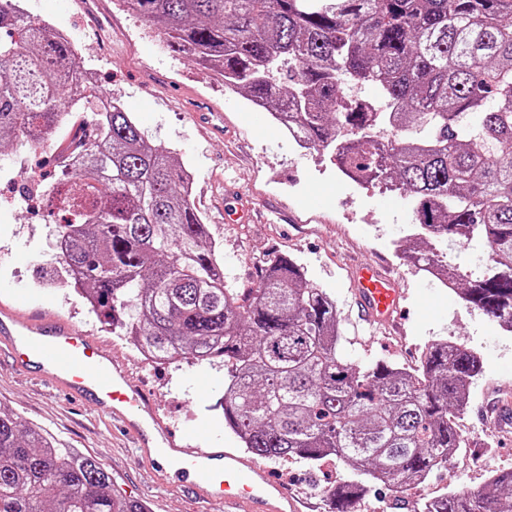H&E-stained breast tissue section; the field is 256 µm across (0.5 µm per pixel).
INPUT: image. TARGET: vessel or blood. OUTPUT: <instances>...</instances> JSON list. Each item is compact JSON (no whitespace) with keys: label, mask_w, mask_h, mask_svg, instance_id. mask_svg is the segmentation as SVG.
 I'll return each instance as SVG.
<instances>
[{"label":"vessel or blood","mask_w":512,"mask_h":512,"mask_svg":"<svg viewBox=\"0 0 512 512\" xmlns=\"http://www.w3.org/2000/svg\"><path fill=\"white\" fill-rule=\"evenodd\" d=\"M354 278L362 319L392 321L400 299L397 280L374 264L355 266ZM0 348L18 372L37 369L42 381L118 422L134 443L139 467L156 484H170L178 472L187 476L196 499L221 501L224 512H302L298 499L242 451L200 448L178 435L159 416L153 394L65 319L24 314L1 302Z\"/></svg>","instance_id":"vessel-or-blood-1"}]
</instances>
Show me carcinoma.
Returning a JSON list of instances; mask_svg holds the SVG:
<instances>
[{
    "instance_id": "obj_1",
    "label": "carcinoma",
    "mask_w": 512,
    "mask_h": 512,
    "mask_svg": "<svg viewBox=\"0 0 512 512\" xmlns=\"http://www.w3.org/2000/svg\"><path fill=\"white\" fill-rule=\"evenodd\" d=\"M121 3L225 89L276 115L293 108L306 146L334 154L347 178L410 198L416 231L398 256L512 333V0ZM3 27L14 37L0 39V144L27 150L73 132L66 151L83 157L49 186L47 206L75 291L116 335L158 365L224 367V425L247 451L348 461L359 479L332 489V512L388 476L403 489L448 462L482 369L475 351L435 341L415 373L347 361L334 300L286 255L265 263L259 287H227L188 170L114 99L78 93L71 43L16 0H0ZM352 85L376 88L385 111L337 109ZM92 102L94 122L75 127ZM464 245L480 253L460 272L448 250ZM0 512L147 510L95 460L0 411ZM413 512H512V469Z\"/></svg>"
}]
</instances>
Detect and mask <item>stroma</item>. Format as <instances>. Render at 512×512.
Listing matches in <instances>:
<instances>
[{
	"label": "stroma",
	"instance_id": "1",
	"mask_svg": "<svg viewBox=\"0 0 512 512\" xmlns=\"http://www.w3.org/2000/svg\"><path fill=\"white\" fill-rule=\"evenodd\" d=\"M30 12L70 29L82 64L94 74L99 93L120 100L139 127L169 148L194 176L191 201L216 241L231 288H255L267 259L286 255L300 263L308 280L336 302L343 332L341 351L350 362L420 365L432 341L448 339L476 351L483 370L474 381L457 426L461 448L424 483L400 492L381 486L353 512H413L415 504L443 494L485 490L491 476L512 468V424L499 426L496 412L512 395V333L433 284L398 258L397 240L414 222L410 204L385 206L379 187L361 186L342 175L320 149L299 151L273 126L257 130L256 113L242 96L225 91L212 71L172 53L157 27L127 13L120 0H27ZM223 113L224 134L200 128L195 104ZM58 133L43 149H0V301L27 313H50L90 331L106 354L123 361L134 380L153 388L162 417L192 443L236 448L240 441L224 425L219 402L224 371L184 360L146 363L127 337L112 335L64 278L54 246V224L32 211L21 194L31 180L51 183ZM243 194L257 210L253 222L222 221L225 188ZM359 262L393 267L405 294L402 331L359 321L351 267ZM212 386L208 400L195 397L199 382ZM0 408L42 426L57 441L95 459L128 497L150 512H224L202 505L180 484L155 486L134 462L131 440L112 420L56 391L37 377L19 373L0 353ZM273 476L305 503L304 512H331L329 490L350 480L344 463L333 465L268 461Z\"/></svg>",
	"mask_w": 512,
	"mask_h": 512
}]
</instances>
